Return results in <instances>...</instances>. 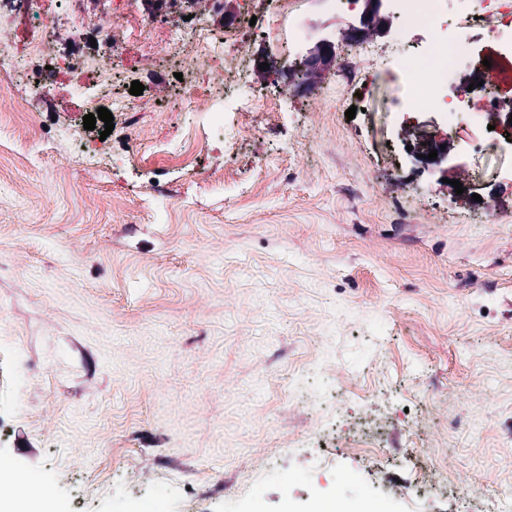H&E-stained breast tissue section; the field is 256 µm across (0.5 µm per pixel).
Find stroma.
<instances>
[{"label":"stroma","mask_w":512,"mask_h":512,"mask_svg":"<svg viewBox=\"0 0 512 512\" xmlns=\"http://www.w3.org/2000/svg\"><path fill=\"white\" fill-rule=\"evenodd\" d=\"M267 62L185 106L157 35L130 92L129 164L88 158L0 75V458L63 512H496L512 487V213H470L416 169L389 118L387 61L357 52L286 84L349 14L261 0ZM299 24L303 44L292 43ZM360 113L346 118L347 109ZM209 144L193 170L178 146ZM418 406V424L399 408ZM383 428L369 452L359 419ZM342 422L336 438L323 428ZM427 474L439 487L401 490Z\"/></svg>","instance_id":"35a3bbf8"}]
</instances>
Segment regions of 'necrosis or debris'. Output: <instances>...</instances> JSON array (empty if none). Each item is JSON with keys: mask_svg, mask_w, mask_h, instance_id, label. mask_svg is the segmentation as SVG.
Returning a JSON list of instances; mask_svg holds the SVG:
<instances>
[{"mask_svg": "<svg viewBox=\"0 0 512 512\" xmlns=\"http://www.w3.org/2000/svg\"><path fill=\"white\" fill-rule=\"evenodd\" d=\"M193 4V14L184 26L169 22V11L182 2ZM44 0H0V27L11 36L0 42V70L20 78L38 99L40 109L53 114V100L64 84L94 85L98 99L89 107L112 96V73L121 70L129 44L149 46L158 29H165L168 45L189 80L180 89L187 99L213 97L227 74L243 83L257 62L250 54L252 31L270 33L265 17H254L251 0H241L238 20L222 23L223 0H140L139 9H131L129 0H112V7L101 18L67 14L44 8ZM441 0H387L401 36L415 29L427 34L424 65L415 64L400 43L391 44L382 53L367 38L356 42L369 62L388 55L395 87L406 113L439 112L455 120L463 113L480 139L501 141L512 134V102L501 97L496 83L512 82V0H484L481 12L461 7L456 23H448L440 8ZM39 21L45 36L28 39L32 21ZM477 28L491 31L503 52L491 56L489 64H476L470 72L480 82L474 98H451L448 76L457 60L470 50L468 33ZM69 41L58 49L60 37Z\"/></svg>", "mask_w": 512, "mask_h": 512, "instance_id": "obj_1", "label": "necrosis or debris"}]
</instances>
